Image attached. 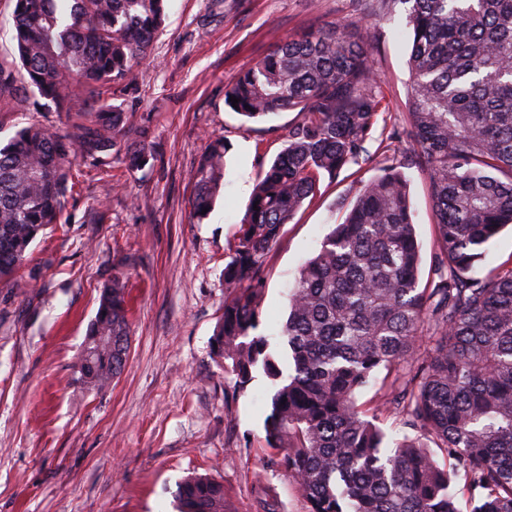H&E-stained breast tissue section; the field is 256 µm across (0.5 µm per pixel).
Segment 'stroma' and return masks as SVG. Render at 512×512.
<instances>
[{"instance_id": "35a3bbf8", "label": "stroma", "mask_w": 512, "mask_h": 512, "mask_svg": "<svg viewBox=\"0 0 512 512\" xmlns=\"http://www.w3.org/2000/svg\"><path fill=\"white\" fill-rule=\"evenodd\" d=\"M351 0H168L166 20L124 99L149 132L153 164L74 168L65 221L38 239L14 286L0 288V512H177V483L224 484L229 512H305L297 485L272 463L264 418L272 385L246 391L211 354L224 303L222 272L260 172L283 149L294 112L245 120L224 88L289 37L354 21ZM403 16L375 18L368 38L400 137L361 168L324 179L265 261L264 331L288 315V290L331 225L386 164L410 190L422 275L437 256L426 168L408 114L410 52ZM223 137L224 192L193 214V171ZM124 276L131 346L102 391L77 381L102 288Z\"/></svg>"}]
</instances>
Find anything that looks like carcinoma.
I'll return each mask as SVG.
<instances>
[{
    "label": "carcinoma",
    "mask_w": 512,
    "mask_h": 512,
    "mask_svg": "<svg viewBox=\"0 0 512 512\" xmlns=\"http://www.w3.org/2000/svg\"><path fill=\"white\" fill-rule=\"evenodd\" d=\"M356 27L405 14L408 109L435 209L437 264L421 286L409 184L393 165L368 182L289 289L277 329L285 361L259 331L264 263L324 176L372 160L385 111L374 49L347 29L290 38L224 89L237 114L296 112L285 148L262 171L224 265L216 362L244 391L257 370L273 393L264 442L306 512H512V267L478 275L485 246L512 225V0H358ZM166 0H14V52L0 58L6 112H75L64 131L30 122L0 141V285L63 221L80 159L103 166L126 144L123 98L150 58ZM129 166L145 168L148 132ZM227 145L212 137L193 174L203 220L224 187ZM112 337V346L97 343ZM130 341L125 282L101 293L77 380L103 390ZM380 402L411 432L391 437L359 403ZM446 465H440L437 453ZM179 512H224V483L177 484Z\"/></svg>",
    "instance_id": "cac0c4a2"
}]
</instances>
